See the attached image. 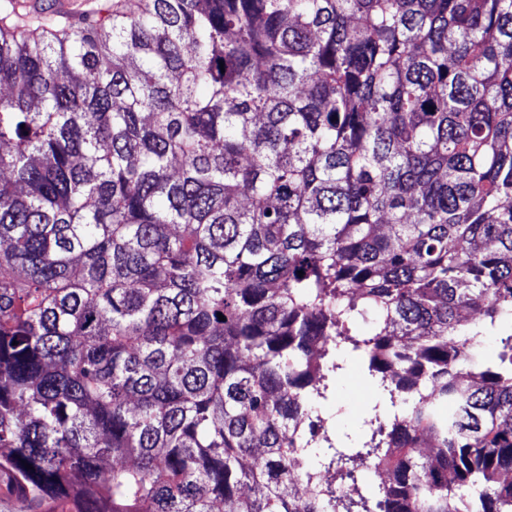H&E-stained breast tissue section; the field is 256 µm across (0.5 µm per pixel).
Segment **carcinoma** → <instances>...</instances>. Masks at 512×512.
I'll return each instance as SVG.
<instances>
[{
  "mask_svg": "<svg viewBox=\"0 0 512 512\" xmlns=\"http://www.w3.org/2000/svg\"><path fill=\"white\" fill-rule=\"evenodd\" d=\"M0 88L19 512H512V0L0 19ZM331 388L329 401L322 407L327 424L336 425V430L341 433H357L368 407L377 396V387L356 364H350L336 374ZM336 407L339 408L337 414Z\"/></svg>",
  "mask_w": 512,
  "mask_h": 512,
  "instance_id": "1",
  "label": "carcinoma"
}]
</instances>
